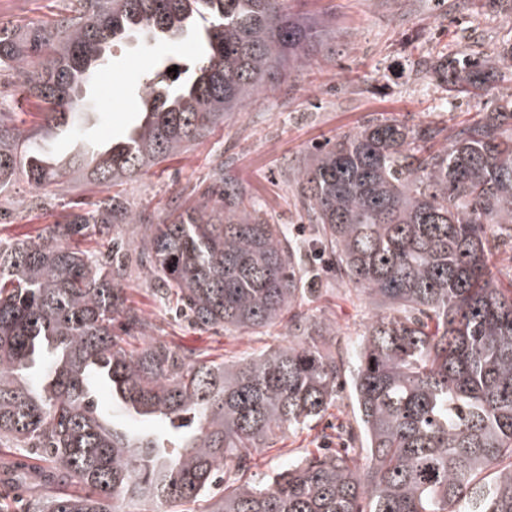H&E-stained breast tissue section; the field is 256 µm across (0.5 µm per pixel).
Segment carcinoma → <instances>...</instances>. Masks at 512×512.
Returning a JSON list of instances; mask_svg holds the SVG:
<instances>
[{
	"instance_id": "obj_1",
	"label": "carcinoma",
	"mask_w": 512,
	"mask_h": 512,
	"mask_svg": "<svg viewBox=\"0 0 512 512\" xmlns=\"http://www.w3.org/2000/svg\"><path fill=\"white\" fill-rule=\"evenodd\" d=\"M288 0H68L67 14L20 36L0 24V69L35 99L46 133L72 131L82 87L126 38L195 36L189 76L151 72L137 123L119 140L54 161L10 119L0 94V194L24 177L33 210L80 176L104 196L71 205L39 234L0 241V485L35 493L28 512H512V289L490 260L512 249V40L448 55L429 74L458 99H495L440 127L373 119L315 148L295 171L296 201L346 287L385 309L349 376L365 463L310 452L259 482L245 460L285 428L321 419L344 375L339 328L300 311L313 251L271 224L235 180L160 224L110 188L184 152L264 88L312 65L324 30ZM141 232L147 281L201 331L252 336L288 323V344L231 363L148 335L126 304L124 270L74 245ZM143 339L129 351L112 327ZM104 385L128 416L167 429L131 433L98 409ZM224 479V494L211 490ZM78 484L83 493L50 492Z\"/></svg>"
}]
</instances>
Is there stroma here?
<instances>
[{"instance_id": "stroma-1", "label": "stroma", "mask_w": 512, "mask_h": 512, "mask_svg": "<svg viewBox=\"0 0 512 512\" xmlns=\"http://www.w3.org/2000/svg\"><path fill=\"white\" fill-rule=\"evenodd\" d=\"M289 5L301 16L328 23L327 50L287 86L263 90L256 102L234 112L213 135L125 184L124 196L137 209L152 213L154 221H163L174 206L196 204L198 188L211 181L220 165L262 203L271 223L287 225L296 236L307 235L308 225L295 207V165L316 146L354 132L371 119L446 127L476 119L480 105L473 101H457L451 111L442 108L445 93L430 80L424 64L478 46L492 52L499 39L512 32V11L495 0L476 12L463 9L460 0H290ZM61 6L62 0H0V22L22 32L55 20ZM110 52V64L97 74L88 97L94 108L92 122L80 125L78 139L46 140L51 154L68 158L77 143L95 145L120 138L136 121L146 57L132 42L115 44ZM31 193L20 178L0 195V209L9 214L7 222L0 223L1 239L36 235L63 214V205L45 214L31 210ZM120 259L126 267L121 286L127 303L149 317L160 340L207 352L213 360H234L287 344L288 330L281 326L251 337L232 331H198L185 317L160 307L137 251L125 248ZM315 269L328 277V285L307 295L300 309L338 324L344 358L352 360L353 346L378 309L355 290L329 278L327 255L318 254ZM338 418L355 419V406L345 389L323 424L283 430L274 441L253 451L249 476L264 478L306 452L326 446V426Z\"/></svg>"}]
</instances>
